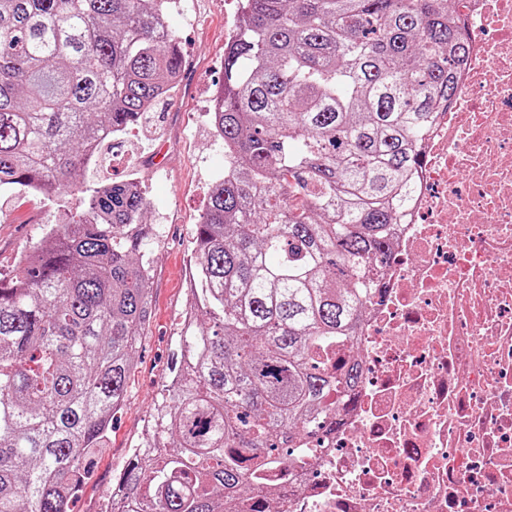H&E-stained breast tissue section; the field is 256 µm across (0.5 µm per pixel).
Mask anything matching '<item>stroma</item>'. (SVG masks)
I'll return each mask as SVG.
<instances>
[{
  "label": "stroma",
  "mask_w": 512,
  "mask_h": 512,
  "mask_svg": "<svg viewBox=\"0 0 512 512\" xmlns=\"http://www.w3.org/2000/svg\"><path fill=\"white\" fill-rule=\"evenodd\" d=\"M240 0H191L187 11H171L166 22L184 59L172 99L149 124L118 142L108 170L113 180L134 179L149 205L146 219L163 224L154 248L152 317L136 354L126 402L107 448L96 457L78 503L79 512H99L160 400L177 349L189 294L188 245L203 215L216 177L224 171V149L210 129L208 110L224 79V45L239 15ZM82 189L65 201L24 193H0V273L14 272L30 247L46 242L66 207L78 206Z\"/></svg>",
  "instance_id": "1"
}]
</instances>
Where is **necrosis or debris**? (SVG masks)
<instances>
[{
  "instance_id": "1",
  "label": "necrosis or debris",
  "mask_w": 512,
  "mask_h": 512,
  "mask_svg": "<svg viewBox=\"0 0 512 512\" xmlns=\"http://www.w3.org/2000/svg\"><path fill=\"white\" fill-rule=\"evenodd\" d=\"M454 108L418 145L360 382L269 512H512V0H462Z\"/></svg>"
}]
</instances>
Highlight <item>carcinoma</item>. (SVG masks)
<instances>
[{
  "instance_id": "carcinoma-1",
  "label": "carcinoma",
  "mask_w": 512,
  "mask_h": 512,
  "mask_svg": "<svg viewBox=\"0 0 512 512\" xmlns=\"http://www.w3.org/2000/svg\"><path fill=\"white\" fill-rule=\"evenodd\" d=\"M171 0H0V188L86 185L0 277V512H77L152 315L147 203L88 180L172 98ZM451 0H241L210 126L224 141L190 245V320L117 512H260L331 419L336 368L391 256L418 143L456 95Z\"/></svg>"
}]
</instances>
